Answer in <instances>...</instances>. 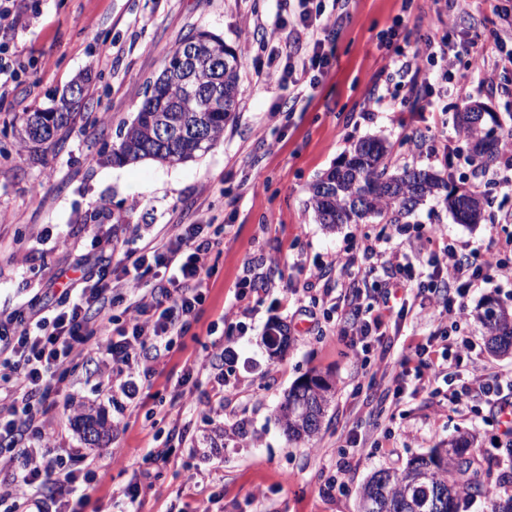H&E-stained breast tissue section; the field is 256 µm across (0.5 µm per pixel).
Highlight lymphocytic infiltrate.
Instances as JSON below:
<instances>
[{
    "label": "lymphocytic infiltrate",
    "mask_w": 512,
    "mask_h": 512,
    "mask_svg": "<svg viewBox=\"0 0 512 512\" xmlns=\"http://www.w3.org/2000/svg\"><path fill=\"white\" fill-rule=\"evenodd\" d=\"M456 28L452 18L439 37H416L396 26L386 34L390 64L429 131L439 126L435 87L467 43ZM335 29L322 6L296 0L292 20H279L265 34L271 52L267 68L255 72L257 82H296L300 67L325 75L333 60ZM419 239L414 253L404 242L368 241L364 251L380 256L385 277L373 288L370 303H363L359 289L334 302L336 334L353 336L354 348L366 355L387 347L408 313L440 321L428 337L402 346L387 381L392 404H401L406 380L423 389L445 383L444 398L451 406L465 397L479 398L500 431L497 447L511 448L512 419L506 411L512 408V370L492 371L476 362L473 341L460 334L458 320L472 289L498 279L512 282V238L468 252L431 226L422 227ZM221 245L202 222L171 224L139 247L132 264L108 260L84 270L80 283L65 289L55 307L22 305L0 315V366L5 369L0 375V443L16 449L0 462L13 470L0 501H9L10 512H70L69 497L79 490V474L53 456L54 433L40 418L63 406L66 365L77 356L108 358L115 377L124 381L126 397L136 400L128 375H151V362L167 355L175 338L197 321L214 274L209 260ZM120 305L129 314L122 323L112 317ZM450 364L455 367L451 373L446 370ZM45 486L51 494H42Z\"/></svg>",
    "instance_id": "f902f5d3"
}]
</instances>
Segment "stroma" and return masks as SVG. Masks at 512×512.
Returning a JSON list of instances; mask_svg holds the SVG:
<instances>
[{
  "label": "stroma",
  "mask_w": 512,
  "mask_h": 512,
  "mask_svg": "<svg viewBox=\"0 0 512 512\" xmlns=\"http://www.w3.org/2000/svg\"><path fill=\"white\" fill-rule=\"evenodd\" d=\"M16 29L0 31L19 54L15 89L0 98V314L24 303L50 306L49 286L73 276L95 252L94 239L111 244L114 256L132 253L166 224L214 220L224 248L214 264L208 297L199 318L155 365L152 377L136 383L156 415L133 411L112 381V363L68 364L62 396L70 413L54 414V445L67 466L83 474L86 499L79 512H358L363 484L376 469H404L448 440L467 437L486 492L468 512H491L512 496V453L496 448L490 413L452 409L439 396L420 391L405 397L390 447L364 448L337 474L340 447L349 431L373 433L381 419L386 382L360 383L361 364L346 339L309 330L298 318L308 304L304 277L293 266L330 261L336 254L361 255L366 238H397L398 225L375 220L327 229L310 206L308 187L329 171L351 145L386 141L395 167L447 175L446 152L470 155L472 142L460 135L457 114L469 104L491 108L503 129L512 128V97L489 90L483 72L460 55L448 94L437 103L444 123L423 153L409 143L415 128L396 113L364 118L375 88L408 94L382 43L394 25L427 28L445 11L446 0H351L334 41L332 67L317 87L307 77L292 85L259 84L254 70L269 53L262 37L245 38L248 24L272 27L277 0H17ZM512 21V0H469L460 26L469 38L491 45L503 20ZM218 35L243 56L236 117L221 141L196 160L161 165L149 160L126 165L99 162L119 144L142 102L146 85L162 70L160 48H175L191 32ZM89 77L83 115L64 143L34 154L12 136L15 115L48 108L78 75ZM285 102L289 111L272 106ZM512 198L488 185L478 223H457L446 207L430 199L407 219L409 235L435 224L457 241L478 246L512 236V224H497ZM269 277L251 298L244 327L228 312L234 285L254 269ZM512 312V283L500 280L472 290L463 314L479 359L495 370L512 369V353L493 354L480 318L486 301ZM288 328L282 355H271L265 332L273 322ZM232 345L234 366L194 369L193 393L178 398L175 382L195 356ZM319 374L335 394L312 439L289 440L280 417L288 390L304 376ZM231 385L223 400L214 390L219 376ZM102 411L110 426L104 447H89L73 426L72 413ZM340 475L342 484L330 487ZM134 487L135 497L112 492Z\"/></svg>",
  "instance_id": "1"
}]
</instances>
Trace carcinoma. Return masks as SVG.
I'll use <instances>...</instances> for the list:
<instances>
[{
	"label": "carcinoma",
	"mask_w": 512,
	"mask_h": 512,
	"mask_svg": "<svg viewBox=\"0 0 512 512\" xmlns=\"http://www.w3.org/2000/svg\"><path fill=\"white\" fill-rule=\"evenodd\" d=\"M205 40L207 55L189 72L199 90V98L187 103L182 78L170 73L175 49L162 54L163 69L148 86L132 121L126 125L118 147L106 155L115 165L152 159L174 165L209 152L224 134V127L235 118L239 95L242 57L207 31L189 34L184 42ZM84 97L64 93L51 108L24 112L14 119L13 128L20 145L55 148L70 130ZM473 106L461 113L460 127L477 132L475 157L481 163L492 161L505 146L512 147V129L490 135L487 124L499 126L495 113L476 124L469 119ZM207 120L209 140L197 138L198 125ZM169 131L163 141L155 140V127ZM441 196L456 220L475 224L481 218V201L472 190L458 186L437 173L415 168H391L390 150L378 139L361 140L340 157L336 165L309 187V202L320 223L328 228L338 224H361L379 219L398 224L412 214L426 198ZM483 319L488 344L495 353L512 349V313L490 306ZM334 395L333 384L313 374L294 385L281 406V417L290 439L311 438ZM75 427L86 444L97 446L108 435L107 420L100 412H87L75 420ZM470 442L448 441V447L434 448L426 456L398 471L381 468L373 472L361 490L360 512H460L461 498L483 493L478 483L465 484L462 476L474 464L469 457Z\"/></svg>",
	"instance_id": "carcinoma-1"
}]
</instances>
